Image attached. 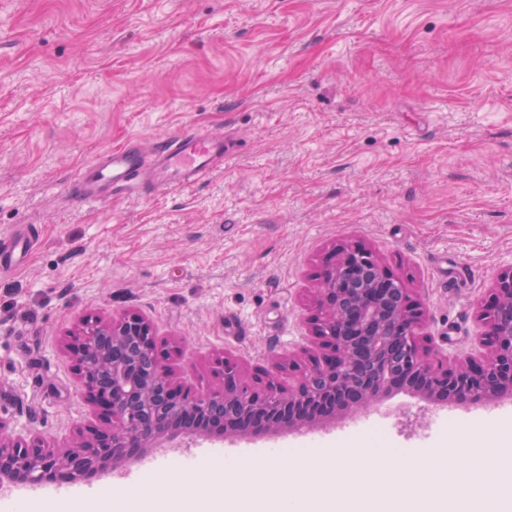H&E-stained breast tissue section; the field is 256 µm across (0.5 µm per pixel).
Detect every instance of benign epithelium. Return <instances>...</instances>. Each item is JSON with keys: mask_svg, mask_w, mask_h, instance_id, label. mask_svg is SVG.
Returning <instances> with one entry per match:
<instances>
[{"mask_svg": "<svg viewBox=\"0 0 512 512\" xmlns=\"http://www.w3.org/2000/svg\"><path fill=\"white\" fill-rule=\"evenodd\" d=\"M490 298L480 314L481 349L450 365L429 346L425 310L402 277L361 242L335 246L313 289L311 333L319 353L288 391L274 378L262 391L250 389L237 364L222 357L213 366L220 386L194 394L175 383L170 351L144 316L87 315L69 333L68 347L81 386L107 412L108 426L80 429L69 445L47 448L0 419V484L110 474L140 449L171 447L178 429L221 437L298 428L327 414L341 418L397 386L436 404L511 400L512 265L496 276Z\"/></svg>", "mask_w": 512, "mask_h": 512, "instance_id": "7a95c632", "label": "benign epithelium"}]
</instances>
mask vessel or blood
Returning a JSON list of instances; mask_svg holds the SVG:
<instances>
[{
	"label": "vessel or blood",
	"instance_id": "vessel-or-blood-1",
	"mask_svg": "<svg viewBox=\"0 0 512 512\" xmlns=\"http://www.w3.org/2000/svg\"><path fill=\"white\" fill-rule=\"evenodd\" d=\"M224 162L223 133L187 129L149 143L134 137L104 152L74 179L70 197L75 204L92 205L106 199L142 195L146 190H173L201 183ZM34 246L33 231L14 230L0 250V269L23 264ZM270 448L250 441H236L224 455L248 459L269 453Z\"/></svg>",
	"mask_w": 512,
	"mask_h": 512
}]
</instances>
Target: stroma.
I'll list each match as a JSON object with an SVG mask.
<instances>
[{"label": "stroma", "instance_id": "1", "mask_svg": "<svg viewBox=\"0 0 512 512\" xmlns=\"http://www.w3.org/2000/svg\"><path fill=\"white\" fill-rule=\"evenodd\" d=\"M189 128L228 145L206 181L71 203L106 150ZM26 224L38 246L0 273V420L53 448L106 424L66 345L84 316L150 319L191 392L224 356L257 389L285 363L288 389L344 242L403 277L440 356L478 351L512 264V0H0V237ZM380 404L407 456L503 430H425L406 389Z\"/></svg>", "mask_w": 512, "mask_h": 512}]
</instances>
